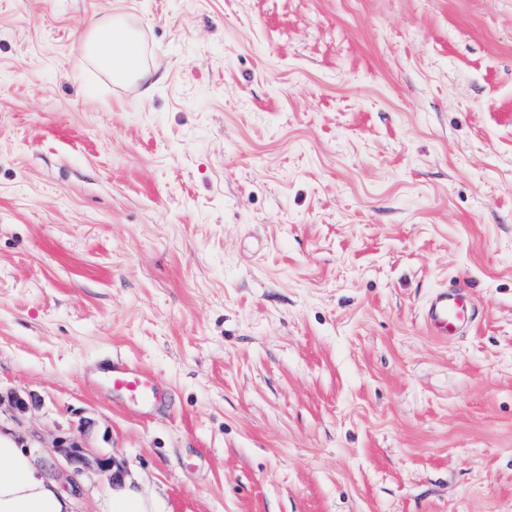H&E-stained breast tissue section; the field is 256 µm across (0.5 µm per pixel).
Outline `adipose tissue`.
Wrapping results in <instances>:
<instances>
[{
	"label": "adipose tissue",
	"instance_id": "adipose-tissue-1",
	"mask_svg": "<svg viewBox=\"0 0 512 512\" xmlns=\"http://www.w3.org/2000/svg\"><path fill=\"white\" fill-rule=\"evenodd\" d=\"M87 57L114 82L149 80L136 31L116 16L92 23L85 40ZM76 500L50 478L21 447L17 433L0 429V512H73Z\"/></svg>",
	"mask_w": 512,
	"mask_h": 512
}]
</instances>
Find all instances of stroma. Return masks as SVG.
<instances>
[{
  "label": "stroma",
  "instance_id": "obj_1",
  "mask_svg": "<svg viewBox=\"0 0 512 512\" xmlns=\"http://www.w3.org/2000/svg\"><path fill=\"white\" fill-rule=\"evenodd\" d=\"M0 426L158 512H512V0H0ZM85 52L114 82L147 81L153 75L145 63L138 34L119 15L90 25ZM469 318V308L462 292L448 293L444 290L431 300L424 321L435 336H446L464 325ZM112 391L123 396L129 408L156 407L162 403L159 381L147 370L123 359L107 367ZM55 457L49 461L52 469L61 473L79 475L93 469L103 476L110 488L126 475L124 465L112 455H91L87 447L73 440L68 445L54 447ZM103 512H156L153 502L126 479L123 487L110 490Z\"/></svg>",
  "mask_w": 512,
  "mask_h": 512
}]
</instances>
